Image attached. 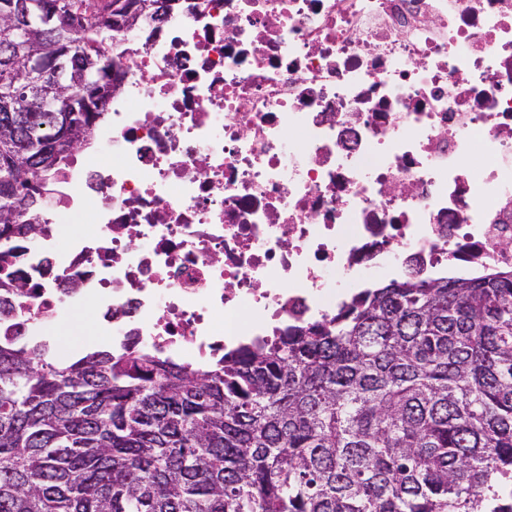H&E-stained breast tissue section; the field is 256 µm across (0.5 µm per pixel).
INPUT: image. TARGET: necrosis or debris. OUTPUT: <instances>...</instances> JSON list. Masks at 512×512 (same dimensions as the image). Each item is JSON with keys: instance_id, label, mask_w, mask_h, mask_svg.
Listing matches in <instances>:
<instances>
[{"instance_id": "obj_1", "label": "necrosis or debris", "mask_w": 512, "mask_h": 512, "mask_svg": "<svg viewBox=\"0 0 512 512\" xmlns=\"http://www.w3.org/2000/svg\"><path fill=\"white\" fill-rule=\"evenodd\" d=\"M99 156L13 262L0 340L213 365L379 282L512 267V0H183L120 38ZM483 150L479 170L468 165ZM96 310L88 303L84 308L64 317L56 326L54 336L58 341V353H80L86 345L100 336Z\"/></svg>"}]
</instances>
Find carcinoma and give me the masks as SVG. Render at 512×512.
<instances>
[{
	"label": "carcinoma",
	"mask_w": 512,
	"mask_h": 512,
	"mask_svg": "<svg viewBox=\"0 0 512 512\" xmlns=\"http://www.w3.org/2000/svg\"><path fill=\"white\" fill-rule=\"evenodd\" d=\"M0 0V258L93 138L112 0ZM512 270L394 280L224 353L0 344V512H512Z\"/></svg>",
	"instance_id": "cac0c4a2"
}]
</instances>
